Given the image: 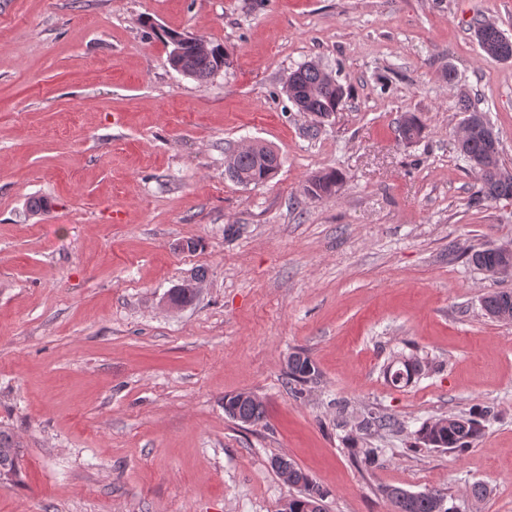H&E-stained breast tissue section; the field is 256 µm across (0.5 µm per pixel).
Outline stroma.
<instances>
[{
  "label": "stroma",
  "instance_id": "stroma-1",
  "mask_svg": "<svg viewBox=\"0 0 512 512\" xmlns=\"http://www.w3.org/2000/svg\"><path fill=\"white\" fill-rule=\"evenodd\" d=\"M486 21L512 37V0H0V428L21 444L0 512H280L297 490L278 457L326 512H391L388 486L512 512V322L481 305L512 275L466 258L512 244V200L472 203L457 150L466 95L512 169V61L480 49ZM156 26L228 66L184 77ZM310 61L346 90L317 127L285 93ZM254 139L283 164L245 186L224 162ZM327 170L336 194L307 195ZM295 352L320 373L300 397ZM401 352L425 367L399 388ZM240 392L263 422L225 415ZM485 405L473 447H412L422 422ZM368 411L396 429L362 438ZM279 461L288 467V484L299 489V495L288 498V512H325L324 493L313 480L287 459L278 457L273 465L279 472Z\"/></svg>",
  "mask_w": 512,
  "mask_h": 512
}]
</instances>
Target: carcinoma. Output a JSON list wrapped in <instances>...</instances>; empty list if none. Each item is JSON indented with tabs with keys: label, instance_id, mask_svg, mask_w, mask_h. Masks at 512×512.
<instances>
[{
	"label": "carcinoma",
	"instance_id": "cac0c4a2",
	"mask_svg": "<svg viewBox=\"0 0 512 512\" xmlns=\"http://www.w3.org/2000/svg\"><path fill=\"white\" fill-rule=\"evenodd\" d=\"M161 38L167 44H177L180 53L172 68L183 76L204 82L221 71L227 64V53L220 44L210 45L204 53L196 48V38L175 30H162ZM301 86L309 91L305 108L320 116H329L336 112L344 96L343 87L326 81L322 72L309 65L299 72ZM459 111L465 114L475 127V131L466 136L459 144L460 153L469 163L480 184L478 200L498 201L512 199V171L504 167L500 156L496 155L486 139L484 131L489 124L483 113L475 110L470 99L460 97ZM281 158L275 150L258 143L251 153L235 156L234 165L229 168L231 180L248 185L261 184L271 178L280 168ZM341 182L335 171L321 172L309 178L307 193L313 198H323L336 193ZM469 260L479 270L490 273L499 265L501 258L486 248L471 253ZM482 308L486 315L495 320L507 316L512 319V292L499 291L483 298ZM422 371L421 361L414 356H403L390 362L386 375L395 387H404L412 383ZM319 379V372L311 357L296 352L288 357L289 391L298 396L303 394L305 386ZM224 413L231 419L243 424H258L265 418V409L261 401L235 394L224 398ZM491 413L488 407H482L467 417L450 416L422 424L414 432V439L426 447L444 449H464L472 446L483 432V420ZM395 422L387 416L369 412L357 423L356 430L363 436L372 437L390 430ZM20 445L8 431L0 430V469L17 474ZM283 462L288 467V484L299 489V494L288 498V512H325L324 493L301 469L284 458H276L273 465ZM384 496L393 505L395 512H448L444 508V497L435 490L409 492L399 487H388Z\"/></svg>",
	"mask_w": 512,
	"mask_h": 512
}]
</instances>
